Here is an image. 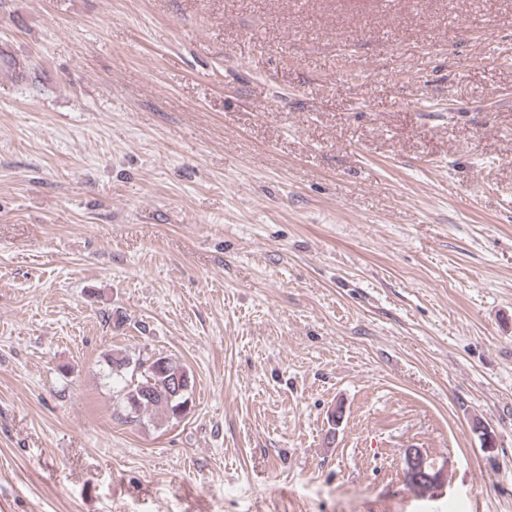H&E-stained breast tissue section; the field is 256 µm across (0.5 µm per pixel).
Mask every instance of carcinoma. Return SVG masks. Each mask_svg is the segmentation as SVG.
I'll return each instance as SVG.
<instances>
[{
  "mask_svg": "<svg viewBox=\"0 0 512 512\" xmlns=\"http://www.w3.org/2000/svg\"><path fill=\"white\" fill-rule=\"evenodd\" d=\"M112 388L121 415L129 423L148 411L162 410L177 418L189 408L191 384L187 368L169 356L132 359L116 351L110 358Z\"/></svg>",
  "mask_w": 512,
  "mask_h": 512,
  "instance_id": "cac0c4a2",
  "label": "carcinoma"
}]
</instances>
